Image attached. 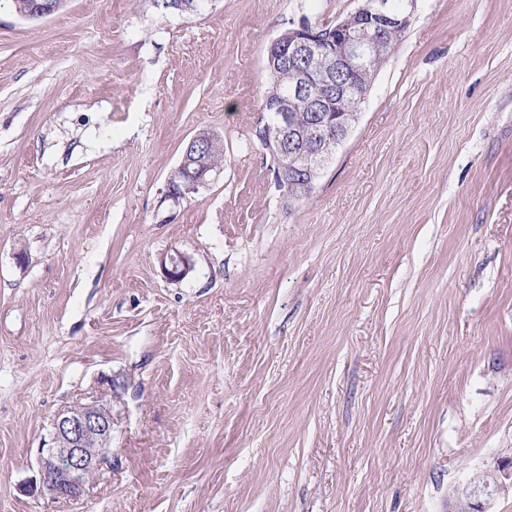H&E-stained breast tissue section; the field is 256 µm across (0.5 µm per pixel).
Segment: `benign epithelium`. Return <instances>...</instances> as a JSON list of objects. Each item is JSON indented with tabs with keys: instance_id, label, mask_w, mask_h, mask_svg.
I'll return each instance as SVG.
<instances>
[{
	"instance_id": "1",
	"label": "benign epithelium",
	"mask_w": 512,
	"mask_h": 512,
	"mask_svg": "<svg viewBox=\"0 0 512 512\" xmlns=\"http://www.w3.org/2000/svg\"><path fill=\"white\" fill-rule=\"evenodd\" d=\"M417 0H362L360 6L331 25L306 18L290 19L266 48L270 69L287 65L294 70L288 96L269 109L263 126V145L276 163L274 176L282 198L290 201L311 193L337 147L358 120L372 83L355 76L372 67L388 48V36L407 29ZM56 12L54 0H31L26 19H42ZM302 107L309 121L300 126L290 110ZM214 171L207 160L184 152L171 179L175 197L196 193ZM165 277L185 278L193 269L187 255L175 251L162 258ZM112 440V404L104 394L88 397L60 410L54 417L48 447L39 449L41 481L26 488L31 494L76 499L86 479L108 462ZM491 480L473 488L468 512H489L500 490L512 486V457L494 460L484 470Z\"/></svg>"
}]
</instances>
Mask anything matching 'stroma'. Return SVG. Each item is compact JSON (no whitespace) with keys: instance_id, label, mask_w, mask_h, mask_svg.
I'll return each mask as SVG.
<instances>
[{"instance_id":"1","label":"stroma","mask_w":512,"mask_h":512,"mask_svg":"<svg viewBox=\"0 0 512 512\" xmlns=\"http://www.w3.org/2000/svg\"><path fill=\"white\" fill-rule=\"evenodd\" d=\"M360 3L0 0V512H448L512 453V0H417L285 206L266 46ZM202 132L221 172L172 198ZM106 390L109 464L24 493ZM161 266L165 277L172 281L185 278L193 269L190 257L179 251H173L163 257Z\"/></svg>"}]
</instances>
